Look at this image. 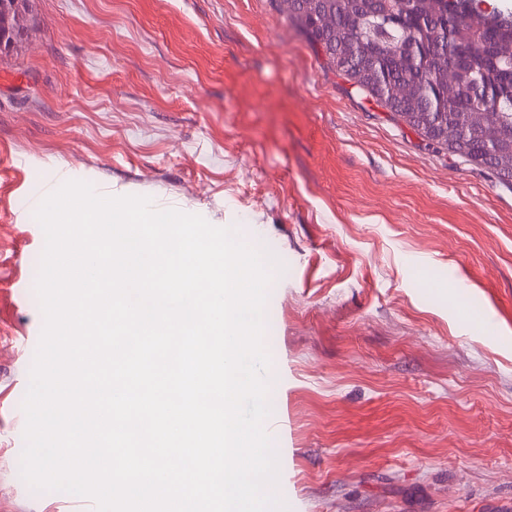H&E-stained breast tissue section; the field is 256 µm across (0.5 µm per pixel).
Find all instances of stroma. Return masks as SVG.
<instances>
[{
  "instance_id": "obj_1",
  "label": "stroma",
  "mask_w": 512,
  "mask_h": 512,
  "mask_svg": "<svg viewBox=\"0 0 512 512\" xmlns=\"http://www.w3.org/2000/svg\"><path fill=\"white\" fill-rule=\"evenodd\" d=\"M0 55V512L44 316L29 195L236 229L283 269L266 334L286 512H512V185L330 69L273 0H30Z\"/></svg>"
}]
</instances>
